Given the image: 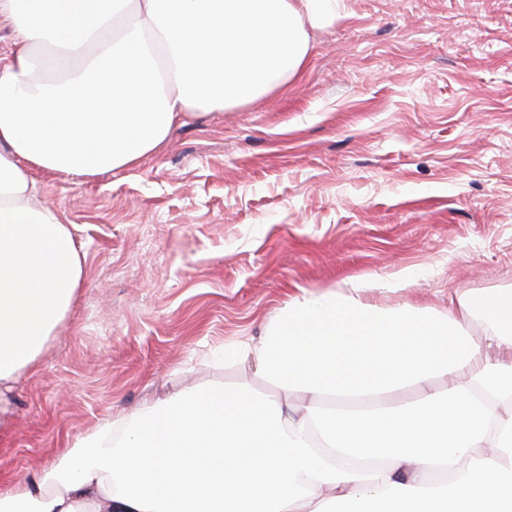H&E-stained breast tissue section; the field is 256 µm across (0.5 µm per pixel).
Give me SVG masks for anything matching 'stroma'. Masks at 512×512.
I'll use <instances>...</instances> for the list:
<instances>
[{
  "label": "stroma",
  "mask_w": 512,
  "mask_h": 512,
  "mask_svg": "<svg viewBox=\"0 0 512 512\" xmlns=\"http://www.w3.org/2000/svg\"><path fill=\"white\" fill-rule=\"evenodd\" d=\"M288 85L189 119L127 170H34L84 284L0 426V485L225 362L296 296L428 306L512 285V0H344ZM406 273L411 283L386 282Z\"/></svg>",
  "instance_id": "obj_1"
}]
</instances>
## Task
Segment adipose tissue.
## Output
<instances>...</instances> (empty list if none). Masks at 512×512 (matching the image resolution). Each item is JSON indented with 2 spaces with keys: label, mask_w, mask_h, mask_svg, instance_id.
I'll use <instances>...</instances> for the list:
<instances>
[{
  "label": "adipose tissue",
  "mask_w": 512,
  "mask_h": 512,
  "mask_svg": "<svg viewBox=\"0 0 512 512\" xmlns=\"http://www.w3.org/2000/svg\"><path fill=\"white\" fill-rule=\"evenodd\" d=\"M340 3L0 0L16 44L0 52V422L84 281L76 227L34 206L33 170H125L197 111L287 84ZM364 289L293 299L237 344L278 398L223 385L145 402L0 489V512H512V288L443 312ZM439 474L448 495L426 491Z\"/></svg>",
  "instance_id": "obj_1"
}]
</instances>
